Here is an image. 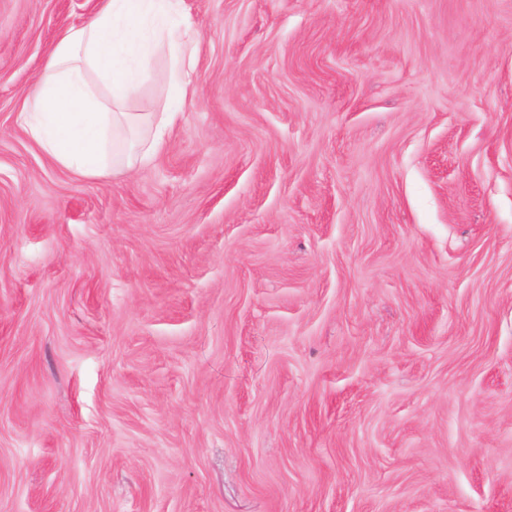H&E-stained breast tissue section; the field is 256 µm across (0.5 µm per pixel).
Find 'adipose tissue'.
I'll return each mask as SVG.
<instances>
[{"label":"adipose tissue","mask_w":512,"mask_h":512,"mask_svg":"<svg viewBox=\"0 0 512 512\" xmlns=\"http://www.w3.org/2000/svg\"><path fill=\"white\" fill-rule=\"evenodd\" d=\"M184 0H99L86 23L64 28L22 103L24 129L53 163L80 179L111 170L109 145L124 142L121 162L134 166L161 153L179 111L123 112L120 104L144 81L146 63L168 47L163 75L176 99L191 91L190 51L198 33Z\"/></svg>","instance_id":"adipose-tissue-1"}]
</instances>
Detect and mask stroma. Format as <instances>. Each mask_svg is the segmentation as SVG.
<instances>
[{
	"label": "stroma",
	"instance_id": "stroma-1",
	"mask_svg": "<svg viewBox=\"0 0 512 512\" xmlns=\"http://www.w3.org/2000/svg\"><path fill=\"white\" fill-rule=\"evenodd\" d=\"M97 2L0 0V512H512V0H184L81 180L19 112Z\"/></svg>",
	"mask_w": 512,
	"mask_h": 512
}]
</instances>
